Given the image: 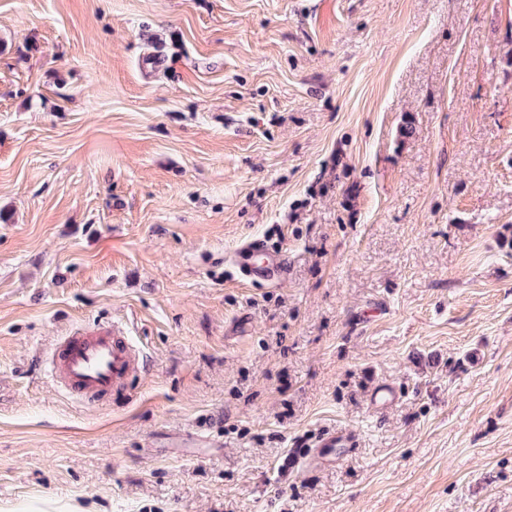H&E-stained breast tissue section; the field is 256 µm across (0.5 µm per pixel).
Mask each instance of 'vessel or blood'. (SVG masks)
<instances>
[{
  "label": "vessel or blood",
  "mask_w": 512,
  "mask_h": 512,
  "mask_svg": "<svg viewBox=\"0 0 512 512\" xmlns=\"http://www.w3.org/2000/svg\"><path fill=\"white\" fill-rule=\"evenodd\" d=\"M229 264L243 283L275 285L288 276V254L259 239L239 245ZM144 365L143 354L117 323L72 327L60 337L47 357V372L68 395L88 401L129 396L133 381ZM353 432L338 429L322 433L311 448L298 455L307 469L334 464L341 449L355 447Z\"/></svg>",
  "instance_id": "b4317fda"
}]
</instances>
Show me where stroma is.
<instances>
[{
  "instance_id": "obj_1",
  "label": "stroma",
  "mask_w": 512,
  "mask_h": 512,
  "mask_svg": "<svg viewBox=\"0 0 512 512\" xmlns=\"http://www.w3.org/2000/svg\"><path fill=\"white\" fill-rule=\"evenodd\" d=\"M0 213V512H512V0H0ZM229 264L243 283L275 285L288 277V253L270 248L260 239L239 245L230 254ZM144 356L118 323L74 326L47 357V372L68 395L88 401L130 395ZM357 439L353 432L338 429L322 433L311 445L298 454V462L307 469H318L336 463L342 448H354Z\"/></svg>"
}]
</instances>
